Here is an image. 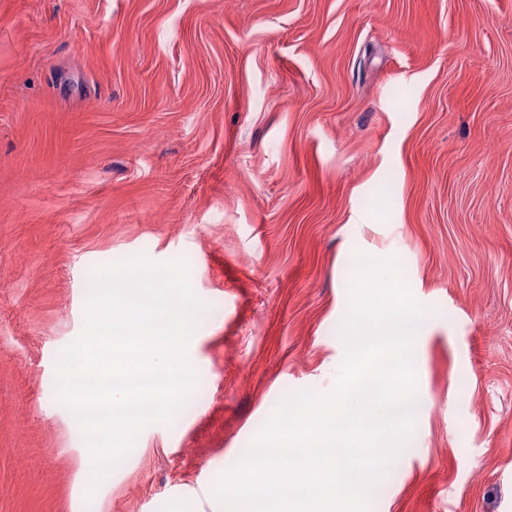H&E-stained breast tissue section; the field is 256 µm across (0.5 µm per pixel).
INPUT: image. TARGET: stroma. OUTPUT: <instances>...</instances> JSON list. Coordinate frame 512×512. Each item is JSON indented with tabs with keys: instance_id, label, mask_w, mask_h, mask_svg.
Instances as JSON below:
<instances>
[{
	"instance_id": "35a3bbf8",
	"label": "stroma",
	"mask_w": 512,
	"mask_h": 512,
	"mask_svg": "<svg viewBox=\"0 0 512 512\" xmlns=\"http://www.w3.org/2000/svg\"><path fill=\"white\" fill-rule=\"evenodd\" d=\"M359 252L430 309L371 512H512V0H0V512H217L332 390ZM138 255L207 306L203 393L93 488L58 360Z\"/></svg>"
}]
</instances>
